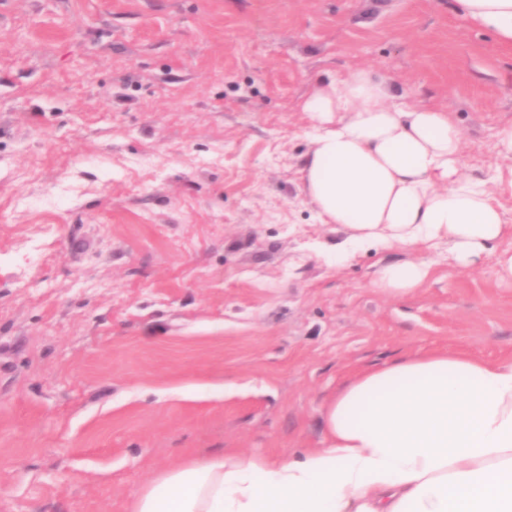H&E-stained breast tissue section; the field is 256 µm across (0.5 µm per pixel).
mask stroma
I'll return each mask as SVG.
<instances>
[{
    "mask_svg": "<svg viewBox=\"0 0 512 512\" xmlns=\"http://www.w3.org/2000/svg\"><path fill=\"white\" fill-rule=\"evenodd\" d=\"M358 67L448 107L490 182L512 45L453 0H0V512H127L186 458L322 447L358 372L512 358L511 235L337 260L302 105ZM427 266L423 262H409L387 267L381 282L393 291L407 292L424 284L427 278Z\"/></svg>",
    "mask_w": 512,
    "mask_h": 512,
    "instance_id": "1",
    "label": "stroma"
}]
</instances>
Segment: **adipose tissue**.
<instances>
[{"label":"adipose tissue","instance_id":"ef3b65f1","mask_svg":"<svg viewBox=\"0 0 512 512\" xmlns=\"http://www.w3.org/2000/svg\"><path fill=\"white\" fill-rule=\"evenodd\" d=\"M512 45V0H456ZM305 189L348 251L447 241L472 265L506 231L463 181L462 132L359 68L320 80ZM324 445L271 457L226 450L160 472L128 512H512V358L419 353L359 373L326 404Z\"/></svg>","mask_w":512,"mask_h":512}]
</instances>
